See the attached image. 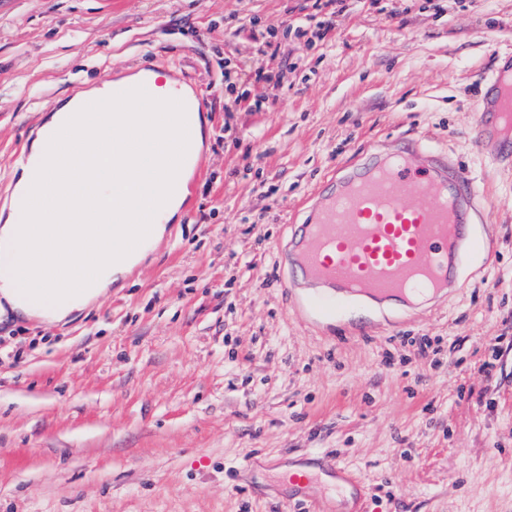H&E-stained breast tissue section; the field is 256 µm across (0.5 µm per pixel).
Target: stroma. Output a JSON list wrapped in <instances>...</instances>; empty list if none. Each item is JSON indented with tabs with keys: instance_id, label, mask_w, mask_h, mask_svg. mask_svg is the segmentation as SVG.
Wrapping results in <instances>:
<instances>
[{
	"instance_id": "1",
	"label": "stroma",
	"mask_w": 512,
	"mask_h": 512,
	"mask_svg": "<svg viewBox=\"0 0 512 512\" xmlns=\"http://www.w3.org/2000/svg\"><path fill=\"white\" fill-rule=\"evenodd\" d=\"M312 4L0 0V206L36 128L105 77L166 70L208 118L187 202L122 287L63 325L0 319V512H512V161L475 133L512 0H345L327 36L285 34ZM412 140L470 172L488 248L447 300L306 316L280 281L290 217ZM324 452L362 497L266 468Z\"/></svg>"
}]
</instances>
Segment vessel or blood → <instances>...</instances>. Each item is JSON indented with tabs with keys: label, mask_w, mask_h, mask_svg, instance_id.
<instances>
[{
	"label": "vessel or blood",
	"mask_w": 512,
	"mask_h": 512,
	"mask_svg": "<svg viewBox=\"0 0 512 512\" xmlns=\"http://www.w3.org/2000/svg\"><path fill=\"white\" fill-rule=\"evenodd\" d=\"M109 95L151 99L153 77ZM512 128V55L501 56L489 88L477 104L476 134L484 140ZM126 152L140 159L139 186L158 179V144L136 134ZM282 255L315 288L311 309L336 315L346 299L374 307L433 302L447 295L454 276L482 249L466 234L480 216L479 194L462 167L448 165L427 144L377 152L373 161L331 181L313 194Z\"/></svg>",
	"instance_id": "obj_1"
}]
</instances>
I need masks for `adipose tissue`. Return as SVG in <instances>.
Returning a JSON list of instances; mask_svg holds the SVG:
<instances>
[{
	"label": "adipose tissue",
	"mask_w": 512,
	"mask_h": 512,
	"mask_svg": "<svg viewBox=\"0 0 512 512\" xmlns=\"http://www.w3.org/2000/svg\"><path fill=\"white\" fill-rule=\"evenodd\" d=\"M192 91L172 79L155 85L149 101L113 98L90 88L79 99L94 102L90 114L76 103L52 112L32 140L28 162L12 173V195L19 209L0 212V312L11 309L48 324L65 322L93 305L144 259L166 227L145 224L141 214L159 204L174 218L186 191L189 170L171 150L161 165V186L155 193L130 199L131 168L116 165L95 127L127 141L135 121L151 112H167L174 96ZM89 159L108 174L112 191L104 202L79 188L72 177L77 159Z\"/></svg>",
	"instance_id": "adipose-tissue-1"
}]
</instances>
